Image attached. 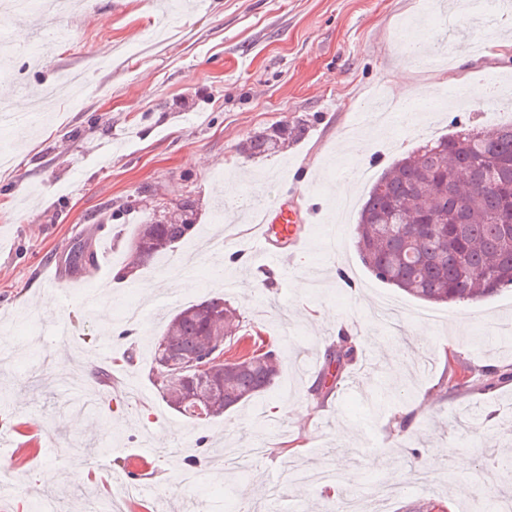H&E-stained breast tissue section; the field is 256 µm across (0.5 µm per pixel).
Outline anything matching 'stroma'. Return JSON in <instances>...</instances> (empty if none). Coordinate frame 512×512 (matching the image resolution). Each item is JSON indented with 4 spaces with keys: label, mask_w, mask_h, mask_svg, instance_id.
Segmentation results:
<instances>
[{
    "label": "stroma",
    "mask_w": 512,
    "mask_h": 512,
    "mask_svg": "<svg viewBox=\"0 0 512 512\" xmlns=\"http://www.w3.org/2000/svg\"><path fill=\"white\" fill-rule=\"evenodd\" d=\"M442 0H204L163 13L156 0H78L45 13L14 42L0 69V97L32 100L58 71L86 55L105 64L87 77L81 101L47 102L40 127L0 128L13 162L0 167V471L12 504L49 501L57 512H98L122 498V512H323L335 495L368 497L380 481L393 491L377 512H479L486 492L512 495L502 473L512 453V348L494 344L512 291L475 304H428L376 280L360 263L355 226L325 219L339 196L357 192L350 172L380 175L394 159L464 128L503 124L512 100L490 96L454 112H397L362 120L368 96L414 93L441 75V97L467 84L494 88L512 77V0H498L489 31L458 10L454 30ZM65 27L67 46L43 53L44 30ZM416 32L427 57L401 48ZM305 120L282 153L252 159L239 147L255 131ZM308 176L299 193L289 168ZM238 185L221 197L219 181ZM189 197L200 227L222 224L228 250L248 254L242 199L300 211L302 249L289 271L220 265L211 277L171 281L157 261L118 280L135 227L156 208ZM225 213L217 215V198ZM97 250L98 271H73L79 244ZM344 268L349 282L336 277ZM100 290L97 307L63 294L49 271ZM220 295L240 316V346L262 338L285 347L275 385L209 423L185 419L162 400L151 338L181 308ZM139 306L134 336L114 330L119 310ZM345 324L354 362L331 380ZM454 344L441 356L443 342ZM297 405L303 417L288 412ZM112 424L104 431L101 421ZM302 443L301 455H280ZM196 460L185 485L170 449ZM468 468H460L459 458Z\"/></svg>",
    "instance_id": "obj_1"
}]
</instances>
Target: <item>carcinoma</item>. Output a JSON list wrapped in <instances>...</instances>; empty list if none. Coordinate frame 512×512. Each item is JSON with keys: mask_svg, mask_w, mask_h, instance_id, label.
<instances>
[{"mask_svg": "<svg viewBox=\"0 0 512 512\" xmlns=\"http://www.w3.org/2000/svg\"><path fill=\"white\" fill-rule=\"evenodd\" d=\"M299 121L278 131L257 132L242 147L249 157L273 154L302 134ZM512 186V124L454 133L427 143L395 161L373 184L355 231L356 250L366 269L382 283L432 304L474 303L512 288V222L501 215ZM196 226L194 202L162 224L138 225L130 238L127 269L181 242ZM73 267L92 268L96 253L80 245L69 254ZM236 311L212 297L177 311L152 339L153 371L205 349L214 337L224 347L237 333ZM346 339L329 365L341 371L355 358ZM275 351L226 364L211 373L223 395L198 410L187 384L158 383L163 399L179 414L213 420L260 392L278 376Z\"/></svg>", "mask_w": 512, "mask_h": 512, "instance_id": "obj_1", "label": "carcinoma"}]
</instances>
